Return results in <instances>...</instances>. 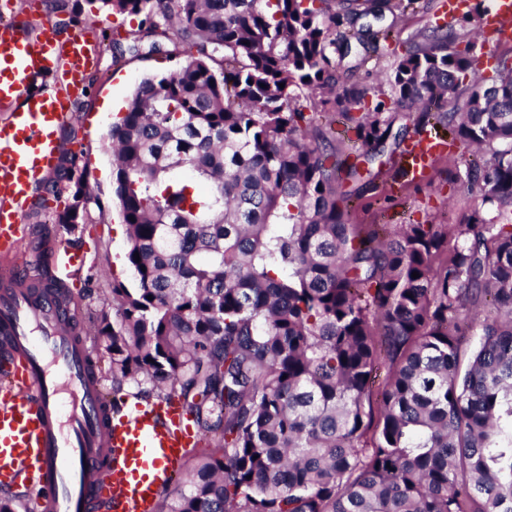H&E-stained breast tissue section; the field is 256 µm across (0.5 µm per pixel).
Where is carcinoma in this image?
<instances>
[{"mask_svg":"<svg viewBox=\"0 0 512 512\" xmlns=\"http://www.w3.org/2000/svg\"><path fill=\"white\" fill-rule=\"evenodd\" d=\"M86 2L142 17L112 29L113 62L186 56L112 124L134 287L112 284L91 336L112 412L134 388L215 438L167 512H512V59L487 79L469 32L426 27L368 104L356 70L419 0ZM391 103L471 152L457 222L348 223L363 172L318 120L398 146ZM61 182L70 233L91 200L76 158Z\"/></svg>","mask_w":512,"mask_h":512,"instance_id":"1","label":"carcinoma"}]
</instances>
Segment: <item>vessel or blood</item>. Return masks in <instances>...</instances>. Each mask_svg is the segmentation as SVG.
Here are the masks:
<instances>
[{
  "label": "vessel or blood",
  "instance_id": "obj_1",
  "mask_svg": "<svg viewBox=\"0 0 512 512\" xmlns=\"http://www.w3.org/2000/svg\"><path fill=\"white\" fill-rule=\"evenodd\" d=\"M479 25L511 41L512 0H491ZM96 61L85 32L56 35L31 11L0 22V489L40 487L37 512H155L197 438L175 401L113 413L74 329L78 300L42 296L22 267L46 249L24 217L63 158L59 132ZM451 151L443 137L412 136L405 183ZM48 249L51 271L71 277L78 253Z\"/></svg>",
  "mask_w": 512,
  "mask_h": 512
}]
</instances>
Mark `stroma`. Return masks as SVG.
<instances>
[{
  "instance_id": "1",
  "label": "stroma",
  "mask_w": 512,
  "mask_h": 512,
  "mask_svg": "<svg viewBox=\"0 0 512 512\" xmlns=\"http://www.w3.org/2000/svg\"><path fill=\"white\" fill-rule=\"evenodd\" d=\"M56 0H40L39 12L56 31L69 33L97 25L101 43L98 63L85 80L86 92L77 101V113L61 129L62 149L66 156L76 157L91 189L92 200L84 221L75 233H61L54 218L56 208L33 204L26 221L34 233L62 235L72 247L85 250V265L79 272L77 294L81 300V328L92 326L98 312L114 315L112 283L131 282L127 252V229L120 215L112 187V157L105 149L115 112L102 109L104 98L127 102L136 83L145 76H164L171 68L168 60L157 54L140 53L126 56L120 63L112 61V28H136V21L114 15L91 12L85 0H66V11L55 8ZM393 161L381 156L375 163L381 175L378 189L366 192L358 207L352 208L353 224H451L470 205V197L459 185L449 183L445 173L433 171L428 181L392 191L387 173Z\"/></svg>"
}]
</instances>
